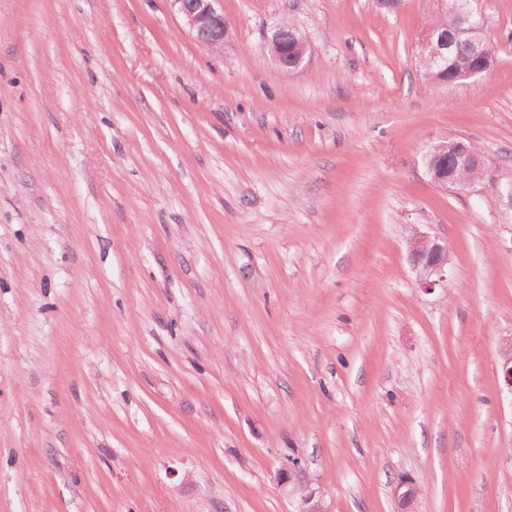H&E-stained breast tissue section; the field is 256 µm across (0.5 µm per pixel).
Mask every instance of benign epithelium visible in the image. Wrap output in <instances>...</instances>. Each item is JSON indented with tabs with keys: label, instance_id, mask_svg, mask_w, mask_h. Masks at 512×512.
I'll list each match as a JSON object with an SVG mask.
<instances>
[{
	"label": "benign epithelium",
	"instance_id": "benign-epithelium-1",
	"mask_svg": "<svg viewBox=\"0 0 512 512\" xmlns=\"http://www.w3.org/2000/svg\"><path fill=\"white\" fill-rule=\"evenodd\" d=\"M176 12L184 20L195 40L211 53H224V40L230 35L229 22L224 18L223 0H170ZM465 33L470 36L474 45L475 59L465 75V79L476 78L488 72L495 64L496 56L486 50L482 38V24L471 20L467 10L458 14ZM270 51L280 67L288 70L295 69L303 62L306 52V42L296 39L285 45L274 37L269 41ZM424 57L431 63L443 60L447 56L448 42L443 38H424L422 42ZM423 164L426 174L433 182L449 181L461 169L482 171L484 161L476 151L452 141L446 145L434 144L424 154ZM412 270L417 282L424 288H431L444 280L448 271L450 257L448 245L425 235L419 231L413 232L407 239ZM505 353L501 366V376L504 385L512 392V336L504 338ZM302 468L301 457L293 456L288 465L277 474L280 486L288 490V496L295 502V512H332L325 493L316 485L314 479L302 475L298 481L291 477V469ZM420 489L417 483L409 478H401L391 485V493L398 503L401 512H412L417 493Z\"/></svg>",
	"mask_w": 512,
	"mask_h": 512
}]
</instances>
